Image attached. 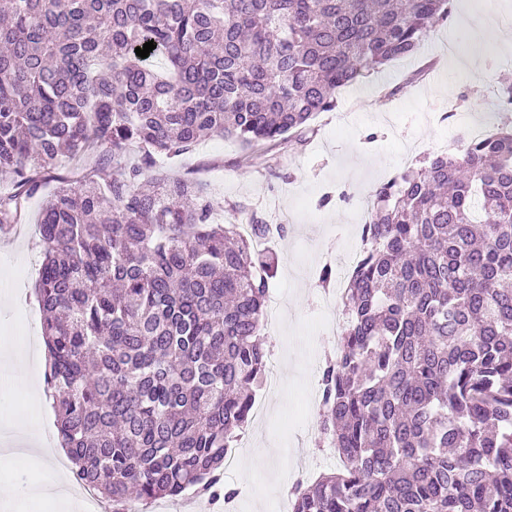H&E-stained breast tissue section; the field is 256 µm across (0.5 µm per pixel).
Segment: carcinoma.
Here are the masks:
<instances>
[{
    "label": "carcinoma",
    "mask_w": 512,
    "mask_h": 512,
    "mask_svg": "<svg viewBox=\"0 0 512 512\" xmlns=\"http://www.w3.org/2000/svg\"><path fill=\"white\" fill-rule=\"evenodd\" d=\"M449 2L0 0V224L41 197L46 392L73 479L112 512L234 497L224 457L266 367L274 267L160 160L312 132ZM498 109L462 157L373 191L320 376L344 467L293 487L291 512H512V85ZM79 155V186L45 191Z\"/></svg>",
    "instance_id": "obj_1"
}]
</instances>
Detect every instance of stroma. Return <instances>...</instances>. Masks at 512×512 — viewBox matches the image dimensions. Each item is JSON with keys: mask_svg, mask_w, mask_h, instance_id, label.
Listing matches in <instances>:
<instances>
[{"mask_svg": "<svg viewBox=\"0 0 512 512\" xmlns=\"http://www.w3.org/2000/svg\"><path fill=\"white\" fill-rule=\"evenodd\" d=\"M450 10L415 55L341 89L336 108L317 115V134L306 143L289 137L247 158L234 141L213 137L177 169L204 180L219 204H239V211L224 212L225 223H247L254 210L287 222L265 250L277 264L267 293L276 303L266 330L267 365L278 369L281 386L264 397L267 418H251L245 428L253 445L243 458L256 462L254 474L239 467L224 475L238 492L239 512H277L298 464L342 466L339 456H327L316 434L319 413L306 402L320 366L336 354L317 324L319 273L330 257L359 248L366 199L447 141L497 121L495 90L512 82V55H499L492 39L472 38L485 19L483 0H452ZM330 191L335 201L320 206ZM343 191L348 199H340ZM41 259L34 224L0 225V332L23 333L36 352L42 321L28 293Z\"/></svg>", "mask_w": 512, "mask_h": 512, "instance_id": "stroma-1", "label": "stroma"}]
</instances>
